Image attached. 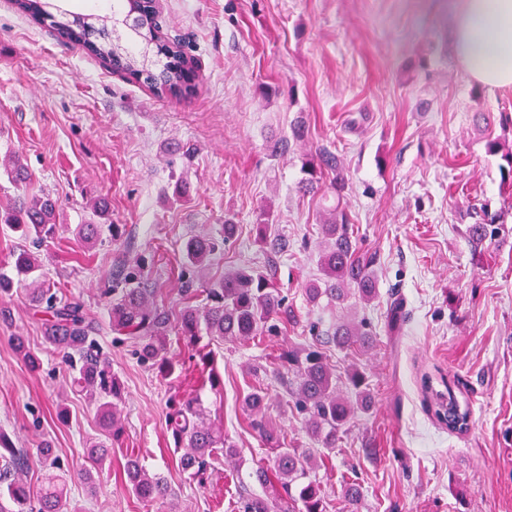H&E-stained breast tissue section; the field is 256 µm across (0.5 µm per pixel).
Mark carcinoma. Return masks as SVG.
<instances>
[{"label": "carcinoma", "mask_w": 512, "mask_h": 512, "mask_svg": "<svg viewBox=\"0 0 512 512\" xmlns=\"http://www.w3.org/2000/svg\"><path fill=\"white\" fill-rule=\"evenodd\" d=\"M17 9L38 23L49 27L63 40L82 46L87 53L123 73L148 85L157 96L182 97L196 90L194 61L188 57L178 40L161 41L157 36L158 9L153 0H128L130 7L124 19L84 15L67 11L48 0H13ZM486 150L501 155L503 184L512 191V150L502 151L499 139L488 134ZM307 178L299 183L303 192L320 189L323 171L336 168V157L322 148L318 159L305 161ZM0 171L14 184L29 180V168L21 156L14 155L0 163ZM92 220L75 230L78 243L92 248L99 241L98 222L109 219L106 198L98 197L90 204ZM60 205L52 196L32 194L0 207V224L12 232L32 238L33 249L13 254L17 275L33 277L27 292L30 308L43 316L45 340L72 370L71 387L87 392L98 403L97 417L105 436L117 442L124 428L119 402L121 384L112 372L110 356L103 352L97 336L100 328L89 319L78 300L63 299L46 281L42 261L36 250L54 237ZM497 215L483 211L482 221L471 226L473 240L483 242L488 226ZM329 241L319 255L321 276L303 288L306 301L319 306L340 305L350 293L370 304L379 299L378 282L373 266L376 257L362 250L354 235L353 222L344 207L336 205L329 222L322 225ZM237 224L224 218L220 240L210 236L192 237L182 249V276L193 280L192 274L205 266L221 248L230 245L236 236ZM109 307L113 342L129 344L139 361L169 376L175 364L169 356L170 335L182 345L208 360L207 348L213 343L249 344L282 335L286 322L295 314L286 305V297L272 274L251 266H239L224 272V277L200 288L180 291V308L172 315L157 303V288L148 278L145 260L124 265L112 277L111 284L101 290ZM375 333L371 322L363 317L357 322H326L319 318L309 325V339L300 346L278 349L265 371L266 379L282 388V398L301 417L308 436L324 448L336 447L348 431V425L359 413L368 412L373 395L362 372L345 373L337 384L334 371L327 363L326 348L340 351L362 350L373 345ZM268 385L252 387L244 398L251 417L250 426L265 447L273 450L271 460L261 461L250 477L265 488V495H256L242 487L237 501L238 512H327L324 494L314 473L317 462L311 448H301L284 441L266 421ZM448 429L464 430L469 412L461 408L453 393L439 403ZM167 431L175 448L181 451L178 465L188 478L206 486L215 472L219 457L232 458L236 450L224 432L204 421V411L195 399L173 400L166 416ZM88 466L75 472L77 479L96 493L112 449L104 441H94L84 449ZM37 461L43 477L36 496L21 478L29 468L23 451L0 437V512H73L67 500V478L70 467L55 454L50 445L39 448ZM128 488L141 501L162 503L169 495L168 485L158 474H149L140 460L127 458L125 465Z\"/></svg>", "instance_id": "obj_1"}]
</instances>
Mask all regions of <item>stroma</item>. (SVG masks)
<instances>
[{"label": "stroma", "mask_w": 512, "mask_h": 512, "mask_svg": "<svg viewBox=\"0 0 512 512\" xmlns=\"http://www.w3.org/2000/svg\"><path fill=\"white\" fill-rule=\"evenodd\" d=\"M451 2L161 0V31L183 40L199 81L191 95L158 98L0 0V160L20 154L30 171L21 186L0 177V206L28 193L58 200L61 226L41 250L44 270L99 324L124 391V434L97 497L68 483L80 512H158L125 488L130 452L170 486L167 512H232L233 469L250 471L270 456L243 404L252 372L281 343H302L319 314L366 317L376 332L371 349L328 353L336 372L357 367L375 394L370 413L320 452L328 512H343V483L352 477L362 486L358 512H512V213L481 248L467 232L471 205H502L500 160L486 154L473 115L485 113L511 149L512 125L499 119L512 115V90H477L463 71L450 43ZM323 147L339 157L344 198L328 175L318 194L298 190L303 161ZM179 182L187 195L175 204ZM96 196L109 199L120 237L103 234L85 249L74 229ZM338 203L377 256L381 298L366 306L353 297L318 314L302 288L320 275L321 226ZM265 210L263 241L256 224ZM228 214L237 239L196 281L238 265L270 266L300 322L279 339L214 345L209 369L172 342L176 371L161 377L113 345L100 290L113 269L142 258L159 304L171 307L185 286L183 243L220 237ZM277 236L288 251L274 259L268 241ZM394 300L403 318L392 327L386 311ZM0 305L10 314L0 322V432L29 454L48 442L80 465L86 441L101 435L96 404L66 386L67 368L46 343L24 284ZM14 336L38 354L39 370L15 351ZM212 372L217 388H203ZM427 376L436 387L450 382L467 404L466 432L437 421L422 387ZM196 394L238 450L203 488L179 469L165 424L171 397Z\"/></svg>", "instance_id": "35a3bbf8"}]
</instances>
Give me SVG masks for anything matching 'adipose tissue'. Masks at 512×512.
Returning a JSON list of instances; mask_svg holds the SVG:
<instances>
[{"instance_id":"adipose-tissue-1","label":"adipose tissue","mask_w":512,"mask_h":512,"mask_svg":"<svg viewBox=\"0 0 512 512\" xmlns=\"http://www.w3.org/2000/svg\"><path fill=\"white\" fill-rule=\"evenodd\" d=\"M451 31L457 60L474 83L512 89V0H458Z\"/></svg>"}]
</instances>
